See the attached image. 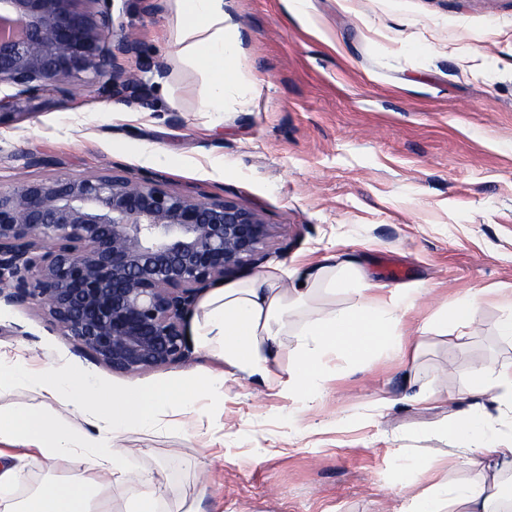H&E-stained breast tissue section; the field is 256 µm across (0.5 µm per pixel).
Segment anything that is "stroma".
<instances>
[{"label":"stroma","instance_id":"stroma-1","mask_svg":"<svg viewBox=\"0 0 512 512\" xmlns=\"http://www.w3.org/2000/svg\"><path fill=\"white\" fill-rule=\"evenodd\" d=\"M139 41L122 61L147 103L118 101L86 72L64 91L29 96L0 85V185L21 176L109 169L161 177L175 192L233 199L272 227L268 264L289 270L328 255L358 265L372 294L417 284L402 319L415 356L339 357L312 407L227 380L185 424L122 433L133 472L165 471L169 512H401L434 486L483 480L488 458L453 449L445 426L473 403L499 439L512 411L470 393L480 367L512 365V0H224L236 30L222 112H206L207 79L177 54L172 0H112ZM405 271L386 274L388 264ZM476 297L466 335L420 334L444 308ZM0 350L29 366L65 367L106 391L147 390L224 363L193 348L187 363L119 373L61 336L37 307L0 305ZM440 391L413 399L408 379ZM208 464L200 473L199 461ZM81 459L27 467L23 499L86 470Z\"/></svg>","mask_w":512,"mask_h":512}]
</instances>
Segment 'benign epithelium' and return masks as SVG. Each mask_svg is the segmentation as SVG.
Wrapping results in <instances>:
<instances>
[{
	"mask_svg": "<svg viewBox=\"0 0 512 512\" xmlns=\"http://www.w3.org/2000/svg\"><path fill=\"white\" fill-rule=\"evenodd\" d=\"M0 83L36 94L87 71L116 100L138 80L119 59L107 0H0ZM115 40H110V37ZM112 50H107V41ZM270 225L246 204L189 197L119 170L23 178L0 188V302L39 306L61 335L116 372L187 362L200 293L255 271Z\"/></svg>",
	"mask_w": 512,
	"mask_h": 512,
	"instance_id": "1",
	"label": "benign epithelium"
}]
</instances>
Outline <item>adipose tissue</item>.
Returning <instances> with one entry per match:
<instances>
[{"instance_id":"1","label":"adipose tissue","mask_w":512,"mask_h":512,"mask_svg":"<svg viewBox=\"0 0 512 512\" xmlns=\"http://www.w3.org/2000/svg\"><path fill=\"white\" fill-rule=\"evenodd\" d=\"M176 43L179 53L207 78L203 107L224 109V87L232 78L227 61L236 44L226 23L224 0H174ZM359 270L336 264L313 269L271 271L246 280L214 286L201 302L192 333L198 347L223 359L225 373L177 375L148 391L103 395L90 378H74L68 371L50 368L33 374L24 355L0 351V385L37 382L54 408L33 411L0 407V512H106L98 494L125 483L128 453L118 444L121 433L165 425L170 413L192 416L202 398L224 392L227 378L245 380L284 395L311 402L326 379L329 356L355 359L375 350L406 355L411 347L397 330V313L412 307L417 289L408 288L390 301L365 296ZM344 289L354 300L347 306L315 309L300 324L288 310L316 294ZM287 355L288 369L275 365ZM84 416L87 426L76 432L58 427L60 411ZM83 454L96 468L95 480L73 477L51 482L21 502L11 492L27 465L53 468L61 458ZM495 493L475 482L447 490L445 497L422 494L406 512H442L443 504L456 512H491Z\"/></svg>"}]
</instances>
